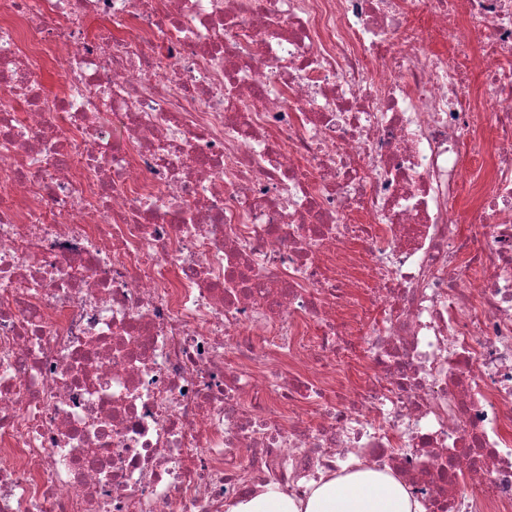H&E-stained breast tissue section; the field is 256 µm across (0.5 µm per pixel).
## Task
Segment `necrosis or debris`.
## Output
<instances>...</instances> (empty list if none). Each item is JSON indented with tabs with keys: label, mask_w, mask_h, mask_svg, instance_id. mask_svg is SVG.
I'll return each instance as SVG.
<instances>
[{
	"label": "necrosis or debris",
	"mask_w": 512,
	"mask_h": 512,
	"mask_svg": "<svg viewBox=\"0 0 512 512\" xmlns=\"http://www.w3.org/2000/svg\"><path fill=\"white\" fill-rule=\"evenodd\" d=\"M363 468L512 512V0H0V512Z\"/></svg>",
	"instance_id": "4bbe7bcc"
}]
</instances>
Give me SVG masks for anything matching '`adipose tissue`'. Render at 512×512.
<instances>
[{
    "instance_id": "obj_1",
    "label": "adipose tissue",
    "mask_w": 512,
    "mask_h": 512,
    "mask_svg": "<svg viewBox=\"0 0 512 512\" xmlns=\"http://www.w3.org/2000/svg\"><path fill=\"white\" fill-rule=\"evenodd\" d=\"M227 512H424V508L393 474L360 470L328 477L300 498L270 488Z\"/></svg>"
}]
</instances>
